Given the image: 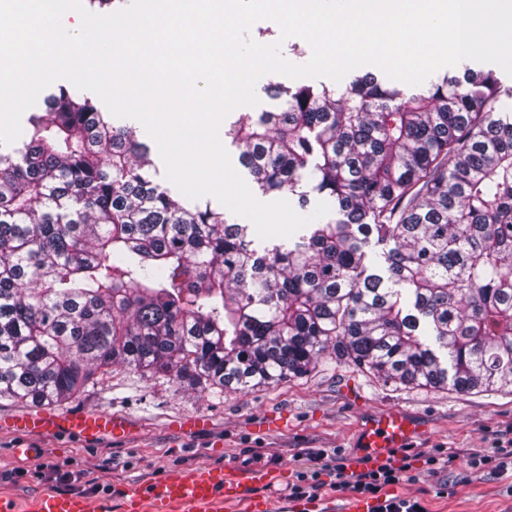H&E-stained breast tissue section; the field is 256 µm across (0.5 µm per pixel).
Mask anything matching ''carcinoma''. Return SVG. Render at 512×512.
Returning a JSON list of instances; mask_svg holds the SVG:
<instances>
[{"label": "carcinoma", "mask_w": 512, "mask_h": 512, "mask_svg": "<svg viewBox=\"0 0 512 512\" xmlns=\"http://www.w3.org/2000/svg\"><path fill=\"white\" fill-rule=\"evenodd\" d=\"M270 89L224 136L262 194L336 215L277 243L174 199L63 85L0 145V400L62 403L112 365L247 391L333 356L512 393V89L468 66L410 96L373 72Z\"/></svg>", "instance_id": "cac0c4a2"}]
</instances>
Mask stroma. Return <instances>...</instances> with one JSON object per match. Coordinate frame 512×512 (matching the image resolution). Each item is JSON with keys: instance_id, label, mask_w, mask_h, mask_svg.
I'll use <instances>...</instances> for the list:
<instances>
[{"instance_id": "1", "label": "stroma", "mask_w": 512, "mask_h": 512, "mask_svg": "<svg viewBox=\"0 0 512 512\" xmlns=\"http://www.w3.org/2000/svg\"><path fill=\"white\" fill-rule=\"evenodd\" d=\"M250 36L263 45L280 43L283 57L293 64H306L311 57L305 40L281 39L273 21H257ZM29 409L23 402L0 401V470L10 475L0 489L19 496L45 488L82 492L90 479L119 488L178 463L238 465L247 447L291 470L297 453L308 448H337L351 455L366 421L387 410L400 411L415 424L414 448L444 443L486 451L495 435L512 425V393L398 388L341 359L325 360L305 375L270 387L224 393H200L112 367L62 409L127 417L133 433L123 439L104 435L88 443L12 431L11 421ZM191 417L204 420L206 427L188 436L179 425ZM264 421L273 422V430L257 433L256 425ZM18 444L24 454H14ZM39 460L53 465L51 478L32 476L30 469ZM511 485L507 476L467 483L456 463L437 473L418 470L410 489L422 493L431 512H512V496L506 493Z\"/></svg>"}]
</instances>
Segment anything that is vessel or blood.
Masks as SVG:
<instances>
[{
	"instance_id": "vessel-or-blood-1",
	"label": "vessel or blood",
	"mask_w": 512,
	"mask_h": 512,
	"mask_svg": "<svg viewBox=\"0 0 512 512\" xmlns=\"http://www.w3.org/2000/svg\"><path fill=\"white\" fill-rule=\"evenodd\" d=\"M13 427L46 437L65 434L85 440L131 433L125 418L98 412H31L14 420ZM414 432L413 424L400 412L379 414L367 423L350 466L361 470L382 463L390 452L406 447ZM285 478L280 468L243 470L230 463L177 464L146 483L109 495L44 489L20 497L0 491V512H371L370 502L351 496L336 502L290 499L273 507L262 491Z\"/></svg>"
}]
</instances>
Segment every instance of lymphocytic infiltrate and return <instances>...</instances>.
Instances as JSON below:
<instances>
[{
	"instance_id": "1",
	"label": "lymphocytic infiltrate",
	"mask_w": 512,
	"mask_h": 512,
	"mask_svg": "<svg viewBox=\"0 0 512 512\" xmlns=\"http://www.w3.org/2000/svg\"><path fill=\"white\" fill-rule=\"evenodd\" d=\"M493 453L466 448L403 449L391 454L377 467L351 472L345 458L334 448H310L300 454V464L288 484L289 498H316L325 490L353 494L373 499L376 512H428L414 496L395 494V487L415 482L416 466L435 472L455 461H463L469 481H482L490 475L512 473V435H502L493 441Z\"/></svg>"
}]
</instances>
